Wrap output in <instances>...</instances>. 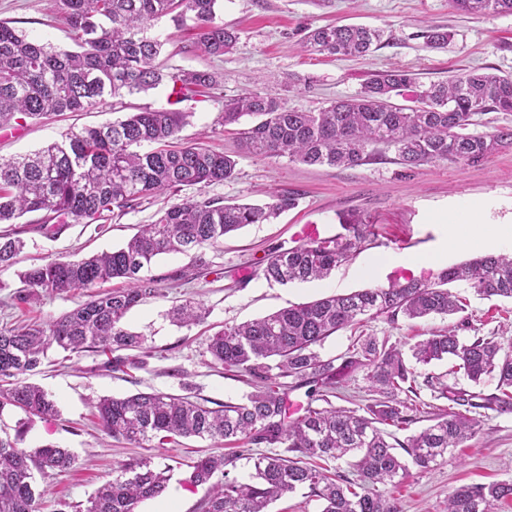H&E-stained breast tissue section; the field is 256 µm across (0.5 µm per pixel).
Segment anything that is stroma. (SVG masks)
Here are the masks:
<instances>
[{
	"label": "stroma",
	"instance_id": "1",
	"mask_svg": "<svg viewBox=\"0 0 512 512\" xmlns=\"http://www.w3.org/2000/svg\"><path fill=\"white\" fill-rule=\"evenodd\" d=\"M218 19L239 35L235 48L221 57L183 52L187 37L170 20H160L152 29L165 42L166 65L221 75L219 89L210 96L178 105L186 115L180 138L216 151H235V140L225 131L222 120L224 101L246 91L279 96L291 107L315 112L332 101L356 95L373 73L392 66L416 73L424 84L474 70L512 74V14L479 17L457 13L449 9L448 0H221ZM0 20L12 22L29 36L62 47L71 44L65 26L53 17V0H0ZM336 22L383 28L382 43L363 58L340 59L307 52L306 34ZM430 25L452 32L446 48H424L421 33ZM167 95V89L160 87L127 97L115 106L0 131V159L62 140L73 127L99 126L131 112L165 107ZM271 192L295 195V208L282 212L271 223L251 224L225 237L217 251L208 252L209 267L189 283L174 288L168 277L191 266L190 255L165 254L145 268L143 275L156 280L158 295L133 308L126 318L129 330L148 338L149 354L143 364L115 372L106 356L83 352L67 360L62 352L49 350L48 364L30 380L52 395L60 414L35 420L22 446L32 450L55 444L70 449L76 461L68 472L37 476L38 488L45 491L38 502L39 512H60L62 503L85 502L112 468L146 456L156 464L172 465L166 496L177 500L181 512H197L206 489L187 482L183 463L221 452V445L189 438L146 449L112 439L93 422L98 399L156 390L194 395L217 404L237 402L249 392V385L211 365L207 352L210 336L224 326L326 295L387 285L389 272H369L382 257L443 253L441 266L412 268L414 276L431 279L440 267L486 252L512 251L511 148L475 164L448 161L413 170L400 165L390 150L362 165L342 168L242 155L236 178L182 190L186 197L202 195L248 204L266 202ZM170 201V195L163 194L142 203L115 217L102 234L93 226L72 223L46 235L37 231L32 214L16 220L14 228L26 242V257L73 259L120 247ZM343 214L360 215L372 224L374 234L328 278L288 285L264 279L259 263L270 250L297 245L308 225L317 226L320 236L336 235ZM472 224L500 230L502 236L485 249L469 245L466 237ZM454 234L461 240L456 247L449 243ZM21 288L15 270L0 272V328L57 319L87 298L86 291L78 289L64 295H43L18 307L13 294ZM454 291L466 299L460 316L415 321L401 318L393 323L380 317L334 333L320 353L325 358L344 356L353 343L366 336L397 346L411 344L460 319L470 324L469 329L461 330V337H468L470 328L475 327L502 344L512 343V301L487 300L462 285L455 286ZM185 298L200 301L208 309L204 324L180 328L169 321L167 310ZM510 481L512 413L489 411L482 418L480 432L455 449L447 462L427 471H413L408 479L388 486L387 492L398 500L402 512H444L449 495L459 486Z\"/></svg>",
	"mask_w": 512,
	"mask_h": 512
}]
</instances>
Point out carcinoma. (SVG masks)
I'll list each match as a JSON object with an SVG mask.
<instances>
[{
    "instance_id": "1",
    "label": "carcinoma",
    "mask_w": 512,
    "mask_h": 512,
    "mask_svg": "<svg viewBox=\"0 0 512 512\" xmlns=\"http://www.w3.org/2000/svg\"><path fill=\"white\" fill-rule=\"evenodd\" d=\"M464 14H512V0H448ZM57 17L70 30L72 49L30 37L0 21V130L20 122L107 104V99L147 92L161 85L177 100L203 96L220 86L207 70L163 68L157 63L165 42L149 34L155 22L169 18L180 30L192 22L196 49L205 56L230 52L238 36L217 21L220 0H54ZM383 30L357 24H329L309 31L304 47L312 54L365 57L381 44ZM429 49L448 45L452 33L430 26L421 34ZM413 93V103L395 99ZM485 112H512V76L469 71L446 81L419 83L408 70L373 74L359 93L331 102L318 112L288 107L279 97L249 92L224 101V126L252 122L236 130L241 151L286 158L307 166L352 167L382 149L395 152L408 169L448 160L478 163L512 147V127L489 133L471 130ZM185 113L158 108L133 112L100 127L70 131L65 139L37 151L0 160V224L41 212L40 228L54 224H93L103 233L115 216L164 191L204 187L231 180L236 156L197 144L176 146ZM296 205L291 195H272L267 203L245 204L188 197L158 212L122 247L78 260L34 264L20 277L27 292L64 294L112 279L126 287L96 294L49 322L34 321L0 330V413L18 409L14 438L0 437V512H37L33 471L65 473L75 462L66 448L52 444L33 451L20 447L33 419L58 414L56 401L23 379L43 364L47 350L105 355L128 352L108 361L124 371L147 353L146 336L128 331L123 320L135 306L156 296L154 280L142 271L161 254L195 251L196 267L209 266L207 251L224 237L250 224H266ZM343 232L311 238L268 254L261 273L282 285L327 277L370 233V225L350 215ZM25 242L18 233L0 234V272L18 262ZM463 282L487 299H512V256L485 255L441 270L437 280L405 277L386 287L347 295H330L283 308L253 321L224 326L209 341L210 363L246 377L253 391L237 403L210 408L188 396L162 392L125 398L104 397L97 404L98 424L115 439L140 448L179 438L222 440L238 445L232 456L209 454L187 464L186 481L207 487L198 512H268L288 493L306 490L323 504L320 512H402L382 487L403 480L409 466L426 471L448 459V453L480 431L482 409L512 412V349L492 337L462 340L450 328L409 346L418 364L453 358L466 377L477 383L495 380V392L467 393L432 378L425 385L437 399L453 403L448 413H433L431 424L392 444L382 426L406 429L417 422L420 404L414 371L402 349L368 336L340 365L321 356L317 347L332 334L365 319L395 322L448 317L463 310L450 285ZM208 310L185 299L167 316L180 327L201 323ZM349 368L365 372L379 398L360 409L336 408L329 397ZM290 378L289 385L283 379ZM311 384L324 407L307 405L291 419L289 391ZM264 444L267 450L251 452ZM402 449L400 456L396 449ZM253 460L249 482L230 475L242 456ZM353 457L358 479L333 478L312 459ZM150 460L112 469L75 512H138L139 504L160 496L168 472ZM512 499V483L461 486L448 496L445 512H497Z\"/></svg>"
}]
</instances>
